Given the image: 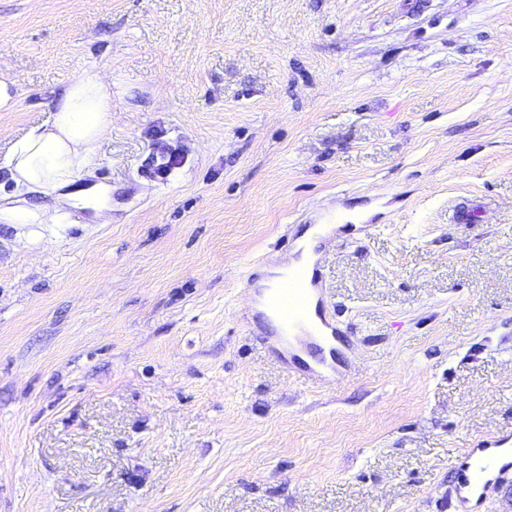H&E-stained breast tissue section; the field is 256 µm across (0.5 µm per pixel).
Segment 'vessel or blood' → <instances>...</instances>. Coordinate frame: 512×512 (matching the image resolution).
I'll use <instances>...</instances> for the list:
<instances>
[{
  "mask_svg": "<svg viewBox=\"0 0 512 512\" xmlns=\"http://www.w3.org/2000/svg\"><path fill=\"white\" fill-rule=\"evenodd\" d=\"M273 316L275 331L264 341L287 363L290 371L319 385L329 374L346 369L337 349L350 344L331 313L320 262L299 267L273 293L260 296L256 320ZM464 465L454 489L456 512H476L489 489L512 475V431L499 430L476 439L462 452Z\"/></svg>",
  "mask_w": 512,
  "mask_h": 512,
  "instance_id": "obj_1",
  "label": "vessel or blood"
}]
</instances>
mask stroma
I'll list each match as a JSON object with an SVG mask.
<instances>
[{
	"label": "stroma",
	"instance_id": "35a3bbf8",
	"mask_svg": "<svg viewBox=\"0 0 512 512\" xmlns=\"http://www.w3.org/2000/svg\"><path fill=\"white\" fill-rule=\"evenodd\" d=\"M90 66L111 223L0 224V512H451L512 428V0H0V146ZM327 210L380 226L313 386L243 274Z\"/></svg>",
	"mask_w": 512,
	"mask_h": 512
}]
</instances>
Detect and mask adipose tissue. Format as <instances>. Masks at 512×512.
Returning a JSON list of instances; mask_svg holds the SVG:
<instances>
[{"label": "adipose tissue", "instance_id": "1", "mask_svg": "<svg viewBox=\"0 0 512 512\" xmlns=\"http://www.w3.org/2000/svg\"><path fill=\"white\" fill-rule=\"evenodd\" d=\"M50 121L8 146L4 164L16 187L42 195L0 206V224H50L61 210L89 207L99 223L112 221V207L97 187L82 184L112 127V75L81 69L49 106Z\"/></svg>", "mask_w": 512, "mask_h": 512}]
</instances>
